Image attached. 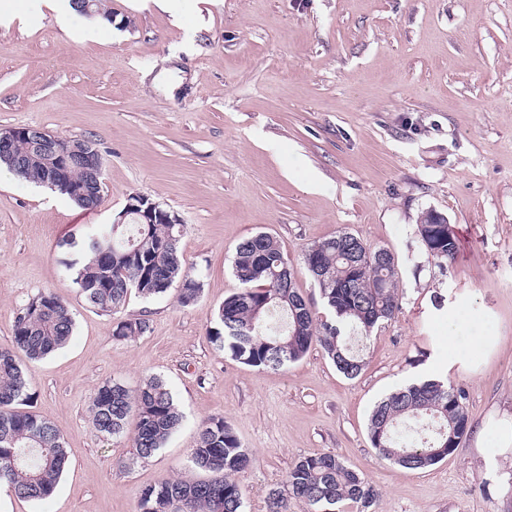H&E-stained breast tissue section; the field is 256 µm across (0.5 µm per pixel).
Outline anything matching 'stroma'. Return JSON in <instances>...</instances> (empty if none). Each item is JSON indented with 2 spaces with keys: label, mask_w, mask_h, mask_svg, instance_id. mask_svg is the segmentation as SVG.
<instances>
[{
  "label": "stroma",
  "mask_w": 512,
  "mask_h": 512,
  "mask_svg": "<svg viewBox=\"0 0 512 512\" xmlns=\"http://www.w3.org/2000/svg\"><path fill=\"white\" fill-rule=\"evenodd\" d=\"M107 4L120 19L109 38L87 39L47 8L0 26V129L95 141L105 183L91 209L0 183V347L38 292L61 296L75 322L64 348L23 364L30 409L63 436L68 468L48 501L11 495L0 512H137L144 488L189 476L214 417L253 458L236 476L244 512H267V491L315 453L362 472L375 512H512V447L498 445L512 423V0H184L179 23L149 0ZM133 194L181 219L183 266L202 284L193 305L134 295L107 316L73 284L68 241L111 223ZM431 209L458 239L452 262L419 246ZM339 231L390 250L398 271L399 309L362 341L360 376L317 346L261 370L210 342L217 308L240 288L242 241L276 237L319 311L303 255ZM135 318L144 334L113 337ZM154 376L186 421L137 460L131 434L94 429L90 403L106 382L134 390ZM434 377L464 393L458 450L416 471L380 458L373 406Z\"/></svg>",
  "instance_id": "35a3bbf8"
}]
</instances>
